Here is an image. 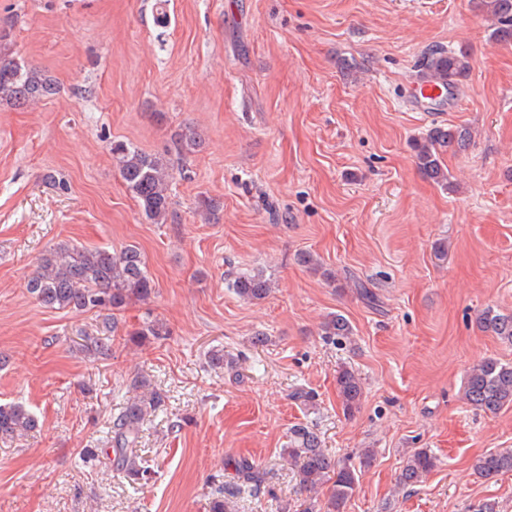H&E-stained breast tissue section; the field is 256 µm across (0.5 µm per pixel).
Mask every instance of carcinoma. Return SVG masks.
I'll return each instance as SVG.
<instances>
[{"label": "carcinoma", "instance_id": "1", "mask_svg": "<svg viewBox=\"0 0 512 512\" xmlns=\"http://www.w3.org/2000/svg\"><path fill=\"white\" fill-rule=\"evenodd\" d=\"M473 9L486 14L491 21L492 40L512 42V0H469ZM470 58L463 51L444 48L427 53L420 72L422 77H434L456 86L467 77ZM52 91V84L42 71L17 62L0 51V102H35ZM471 142L468 128L453 124L435 126L426 136L413 143L416 166L420 173L438 185L448 184V171L443 155L463 150ZM120 176L132 193L145 217L156 223L164 222L170 212L168 186L169 167L159 158L125 144L111 146ZM229 286L240 298L253 302L269 295L273 283L262 267L241 269L229 273ZM27 291L42 305L75 313L106 311L104 327L111 328V316L133 302H146L155 294L154 281L149 277L141 251L131 245L111 251L106 248H87L59 242L44 253ZM479 327L512 345V313H502L491 307L478 316ZM169 335L167 325L151 320L128 333L129 341L142 344L150 339L160 340ZM321 335L329 341L349 340L353 336L350 322L341 314H331L321 326ZM86 353L107 358L112 354L109 337L84 336ZM212 367L237 372L239 359L222 350L210 352ZM336 388L343 413L353 416L360 409L362 384L358 375L344 367L337 372ZM129 397L121 412L112 420V453L116 469L135 480H146L148 468L136 461L134 449L150 418L164 410L166 395L152 380L141 373L131 378ZM465 400L485 413L496 414L512 407V363L487 359L468 372L463 386ZM38 426L36 417L21 404H0V440H15L28 436ZM288 460L293 463L302 489L317 493L326 489L328 512H345L357 483L359 473L374 461L371 451H365L359 465L339 461L321 447L319 436L306 424L291 427L288 435ZM436 466L429 450L414 451L402 470L401 482L411 486ZM477 475L484 480L512 472V448L490 452L474 464ZM242 485L224 496L220 493L210 502V512H233L232 498L241 496L249 485L261 481L254 464L244 461L238 465Z\"/></svg>", "mask_w": 512, "mask_h": 512}]
</instances>
